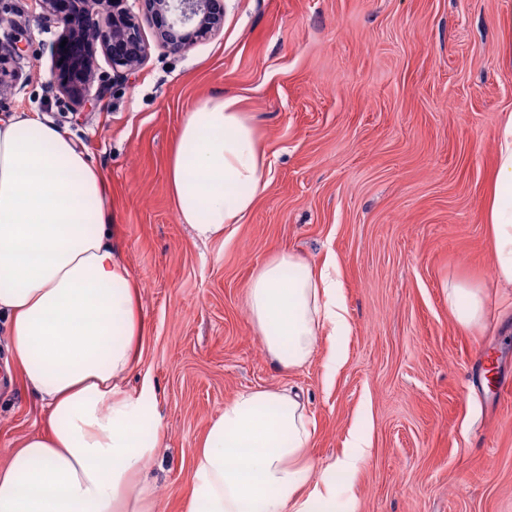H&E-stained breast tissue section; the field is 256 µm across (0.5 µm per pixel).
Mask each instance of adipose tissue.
I'll return each instance as SVG.
<instances>
[{
    "mask_svg": "<svg viewBox=\"0 0 512 512\" xmlns=\"http://www.w3.org/2000/svg\"><path fill=\"white\" fill-rule=\"evenodd\" d=\"M252 118L235 97H207L185 113L167 166L180 223L208 240L241 223L270 180ZM497 276L512 286V113L504 119L488 201ZM339 264L282 249L257 268L250 322L271 360L296 369L320 337L333 376L346 360L351 324ZM448 308L466 329L486 306L455 285ZM0 318L8 362L43 410L40 433L0 466V512H155L141 477L163 433L155 387L120 381L138 363L144 334L138 289L114 258L102 174L51 123L0 115ZM310 422L287 392L238 394L195 449L186 512H355L352 479L369 450L357 429L341 456L316 468Z\"/></svg>",
    "mask_w": 512,
    "mask_h": 512,
    "instance_id": "1",
    "label": "adipose tissue"
}]
</instances>
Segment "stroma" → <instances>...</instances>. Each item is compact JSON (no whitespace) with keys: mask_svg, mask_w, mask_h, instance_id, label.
<instances>
[{"mask_svg":"<svg viewBox=\"0 0 512 512\" xmlns=\"http://www.w3.org/2000/svg\"><path fill=\"white\" fill-rule=\"evenodd\" d=\"M0 16L1 42L27 30L0 112L39 114L109 184L146 326L124 387L151 377L164 421L156 512H184L209 422L256 388L301 395L319 468L367 421L356 512H512V396L477 377L498 353L512 374V287L496 279L487 220L512 113V0H224L218 35L181 54L151 47L91 112L50 88L60 27L26 0ZM217 93L253 116L272 175L231 234L202 242L178 220L167 161L185 112ZM282 248L339 262L352 331L334 378L327 337L286 371L251 326L247 284ZM452 283L481 289L482 326L456 323ZM7 343L0 324V465L43 417Z\"/></svg>","mask_w":512,"mask_h":512,"instance_id":"obj_1","label":"stroma"}]
</instances>
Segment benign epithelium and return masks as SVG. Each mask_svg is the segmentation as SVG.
I'll return each instance as SVG.
<instances>
[{
	"label": "benign epithelium",
	"mask_w": 512,
	"mask_h": 512,
	"mask_svg": "<svg viewBox=\"0 0 512 512\" xmlns=\"http://www.w3.org/2000/svg\"><path fill=\"white\" fill-rule=\"evenodd\" d=\"M30 10L61 27V40L74 54L82 42L100 45L116 76L136 71L150 54L142 34V22L164 18L155 29L154 42L173 53H183L198 40L220 32L224 25V0H110L111 9L102 12L94 0H70L73 11L62 13L59 0H27ZM9 56L0 54V86L5 85V62L22 58L26 38L17 30L10 38ZM98 84L96 92L91 86ZM57 89L77 109L101 100L108 91L107 75L98 71L94 57L81 63L79 77L59 75Z\"/></svg>",
	"instance_id": "benign-epithelium-1"
}]
</instances>
